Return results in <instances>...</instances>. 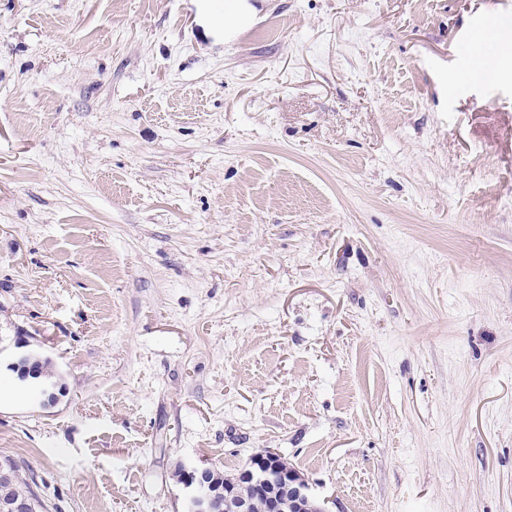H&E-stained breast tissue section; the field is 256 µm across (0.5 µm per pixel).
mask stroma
<instances>
[{
  "label": "stroma",
  "instance_id": "35a3bbf8",
  "mask_svg": "<svg viewBox=\"0 0 512 512\" xmlns=\"http://www.w3.org/2000/svg\"><path fill=\"white\" fill-rule=\"evenodd\" d=\"M245 4L0 0V457L47 512L263 448L332 512H512V0ZM495 49L491 55L479 56L475 61L477 69L492 67L496 60L501 57H512V31L500 29L495 37Z\"/></svg>",
  "mask_w": 512,
  "mask_h": 512
}]
</instances>
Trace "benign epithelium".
Instances as JSON below:
<instances>
[{
  "instance_id": "1",
  "label": "benign epithelium",
  "mask_w": 512,
  "mask_h": 512,
  "mask_svg": "<svg viewBox=\"0 0 512 512\" xmlns=\"http://www.w3.org/2000/svg\"><path fill=\"white\" fill-rule=\"evenodd\" d=\"M184 512H330L308 492L304 475L269 448L253 453L236 478L216 486L209 468L182 466ZM33 497H18L0 482V512H32Z\"/></svg>"
}]
</instances>
